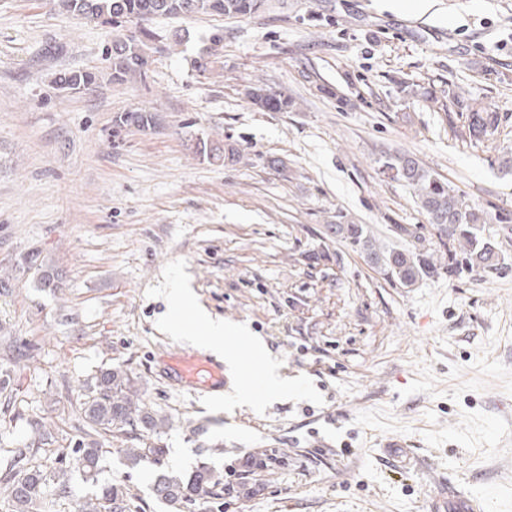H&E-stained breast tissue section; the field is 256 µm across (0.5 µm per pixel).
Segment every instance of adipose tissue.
<instances>
[{
    "label": "adipose tissue",
    "instance_id": "adipose-tissue-1",
    "mask_svg": "<svg viewBox=\"0 0 512 512\" xmlns=\"http://www.w3.org/2000/svg\"><path fill=\"white\" fill-rule=\"evenodd\" d=\"M165 329L170 336L176 338L191 336L197 348L223 357L225 366L233 373L240 372L241 366L234 354L226 352L224 340L229 336L237 337L252 349L264 395L277 397L288 394L289 384L280 378L267 359L264 344L251 336L247 327L212 318L205 309L196 305L193 293L186 284H177L170 292L169 317Z\"/></svg>",
    "mask_w": 512,
    "mask_h": 512
}]
</instances>
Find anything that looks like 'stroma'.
<instances>
[{"instance_id":"stroma-1","label":"stroma","mask_w":512,"mask_h":512,"mask_svg":"<svg viewBox=\"0 0 512 512\" xmlns=\"http://www.w3.org/2000/svg\"><path fill=\"white\" fill-rule=\"evenodd\" d=\"M143 28L145 79L113 82L108 47ZM65 71L97 79L67 96L53 83ZM405 81L496 113L494 134L470 135L468 111L406 96ZM260 82L294 107L254 108ZM136 107L157 126L115 131ZM202 141L233 145L237 162L200 156ZM510 148L512 0H267L246 18L118 28L56 0H0V463L34 413L71 452L79 384L120 366L170 422L165 469L222 474L223 512H429L448 491L512 512V241L498 269L407 289L333 231L364 224L400 246L401 224L438 249L380 164L395 151L481 207L492 232L512 227ZM32 252L58 289L22 267ZM178 280L261 339L295 391L254 409L232 402L235 377L213 393L171 381L197 352L163 328ZM265 449L281 464L237 497L243 457ZM155 477L117 450L101 475L165 512ZM22 264L27 266H36L38 270V284L42 288H59L58 273L52 265L43 264L41 261L38 264V257L36 254H27L22 259Z\"/></svg>"}]
</instances>
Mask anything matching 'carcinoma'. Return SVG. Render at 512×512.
<instances>
[{
  "label": "carcinoma",
  "mask_w": 512,
  "mask_h": 512,
  "mask_svg": "<svg viewBox=\"0 0 512 512\" xmlns=\"http://www.w3.org/2000/svg\"><path fill=\"white\" fill-rule=\"evenodd\" d=\"M266 0H61L69 14L120 26L128 22H145L155 18L218 16L240 18L259 12ZM112 81L123 83L128 78L146 76L149 60L145 43L135 36L112 41ZM95 82L92 72H64L55 79L57 89L80 94ZM254 106L267 111L286 112L292 102L270 90L255 86L249 91ZM497 122L492 112L471 113V130H491ZM156 123L150 111L136 109L115 119L119 127L149 128ZM383 167L393 177L409 186L416 204L428 223L440 233V246L448 251V276L458 277L474 268L495 269L504 260L497 242L487 234L485 212L463 202L447 182L407 153L385 157ZM336 235L365 254L388 280L402 288H412L423 278L437 275L442 262L434 253L413 244L399 249L381 243L362 224H337ZM22 264L38 270L41 288H58L55 267L38 262L35 254L23 257ZM80 430L83 439L71 454L55 458L40 456L41 450L55 442L45 422L37 416L27 419L31 442L12 450L4 473L8 512H50L47 501L49 481H56L57 496L71 493L70 475L79 473L93 487L91 496L79 501L75 512H133V497L120 482L99 481L109 450L107 438H121L130 443L124 455L132 466L156 468L152 491L168 512H185L199 501L212 512L223 505L224 477L203 464L189 474L161 471L166 449L161 445L163 429L169 422L148 409L141 398L135 378L119 366L106 367L80 387ZM277 456L266 450L248 455L242 463L243 474L234 492L244 498L257 493V485L248 482L256 469L272 465Z\"/></svg>",
  "instance_id": "1"
}]
</instances>
